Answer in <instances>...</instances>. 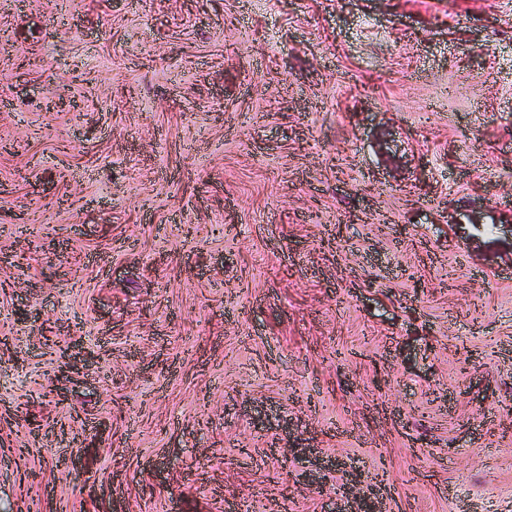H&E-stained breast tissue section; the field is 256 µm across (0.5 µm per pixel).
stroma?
Masks as SVG:
<instances>
[{"label": "stroma", "mask_w": 512, "mask_h": 512, "mask_svg": "<svg viewBox=\"0 0 512 512\" xmlns=\"http://www.w3.org/2000/svg\"><path fill=\"white\" fill-rule=\"evenodd\" d=\"M346 463L512 512V0H0V512Z\"/></svg>", "instance_id": "stroma-1"}]
</instances>
